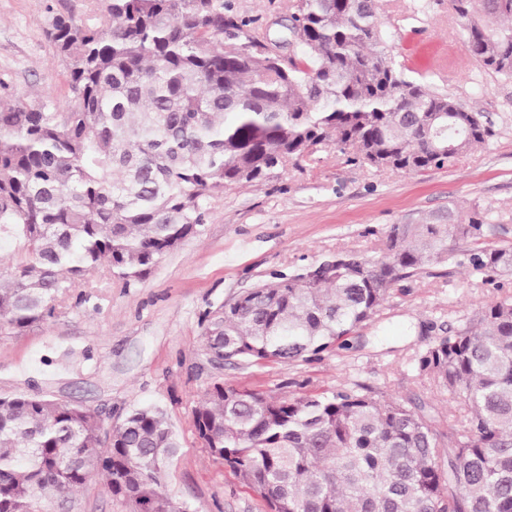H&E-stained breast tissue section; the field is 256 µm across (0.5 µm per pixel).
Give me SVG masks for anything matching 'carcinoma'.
<instances>
[{"mask_svg": "<svg viewBox=\"0 0 512 512\" xmlns=\"http://www.w3.org/2000/svg\"><path fill=\"white\" fill-rule=\"evenodd\" d=\"M466 51L512 77V0H452ZM108 26L57 14L49 37L69 99L0 101V234L21 240L0 274V333L51 317L101 265L141 277L197 232L207 200L326 141L350 162L405 172L454 163L487 130L398 68L375 0H298L301 60L226 45L224 0H109ZM452 146L442 154L437 149ZM487 215L391 224L377 255L338 253L208 313L207 354L248 363L333 349L427 263L512 273V246H479ZM417 370L457 404L438 418L357 389L298 399L215 381L193 413L210 455L268 512H512V298L436 339ZM175 432L158 409L119 423L50 394L0 395V512H44L93 476L130 512H187L164 490Z\"/></svg>", "mask_w": 512, "mask_h": 512, "instance_id": "cac0c4a2", "label": "carcinoma"}]
</instances>
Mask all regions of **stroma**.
<instances>
[{
	"label": "stroma",
	"instance_id": "1",
	"mask_svg": "<svg viewBox=\"0 0 512 512\" xmlns=\"http://www.w3.org/2000/svg\"><path fill=\"white\" fill-rule=\"evenodd\" d=\"M245 23L225 43L246 41L283 58H301L287 27L298 0H224ZM99 24L107 0H0V82L11 100L68 98L66 66L47 30L53 15ZM381 34L412 79L447 94L487 127L477 144L441 170H377L320 144L258 182L210 198L196 234L133 281L96 276L74 288L47 320L0 334V394L48 393L120 419L136 408L162 410L180 446L164 479L173 502L192 512H267L198 438L192 416L215 378L278 399L355 388L448 414V394L431 386L415 360L475 312L512 297V275L485 280L453 262L431 263L390 289L372 318L343 346L304 361L211 363L204 318L242 293L325 256L378 252L392 224L455 208L489 217L485 247L512 246V78L465 50L463 21L451 0H379ZM129 512L103 477L78 492L69 510Z\"/></svg>",
	"mask_w": 512,
	"mask_h": 512
}]
</instances>
